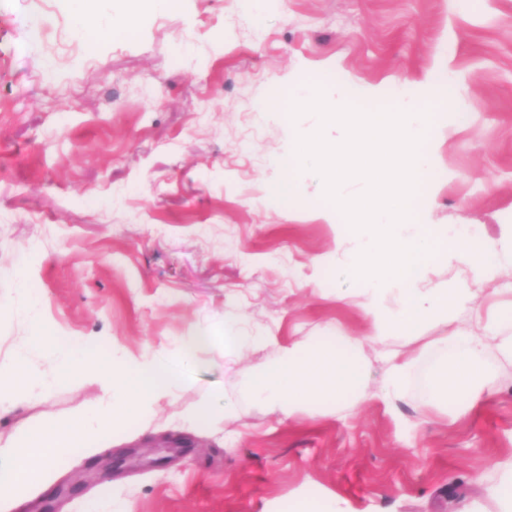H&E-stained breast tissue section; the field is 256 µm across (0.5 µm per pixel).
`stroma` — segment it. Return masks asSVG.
<instances>
[{"label": "stroma", "instance_id": "35a3bbf8", "mask_svg": "<svg viewBox=\"0 0 512 512\" xmlns=\"http://www.w3.org/2000/svg\"><path fill=\"white\" fill-rule=\"evenodd\" d=\"M32 25L45 37L23 40ZM442 63L463 88L436 129L432 221L496 238L512 225V0H276L257 19L240 0H178L143 11L135 38L94 50L59 0H0V357L36 333L85 341L103 363L116 345L174 350L193 326L277 344L366 335L358 303L336 299L335 271L314 267L334 248L317 181L288 205L268 199L289 130L251 111L275 107L291 73L329 69L384 86L353 102L384 112ZM21 271L36 311L15 299ZM276 355L212 344L188 386L127 419L105 450L59 464L15 512L50 501L96 512L108 499L130 512H300L338 499L346 512H495L487 491L512 466L511 360L483 352L487 401L468 417L431 407V349L392 406L290 420L246 403L237 374ZM100 396L96 382L70 381L19 403L0 435ZM203 397L243 410L185 421Z\"/></svg>", "mask_w": 512, "mask_h": 512}]
</instances>
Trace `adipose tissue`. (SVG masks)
I'll return each instance as SVG.
<instances>
[{
  "mask_svg": "<svg viewBox=\"0 0 512 512\" xmlns=\"http://www.w3.org/2000/svg\"><path fill=\"white\" fill-rule=\"evenodd\" d=\"M67 5L74 34L94 49L103 40L131 35L139 0H126L124 14L105 27L92 21L90 0H67ZM381 93V87L343 83L324 70L289 82L277 105L293 138L275 161L283 177L269 184L268 193L285 203L305 192L307 178L319 176V215L331 227L336 246L315 265L336 267L351 280V287L337 289L336 298L360 296L369 325L365 337L340 336L332 344L289 342L279 346L274 361L242 369L253 403L288 418L316 414L323 401H389L400 392L414 356L385 352L386 373L373 392L364 344L418 336L428 325L452 321L463 311L477 314L482 283L512 271V228L500 239L484 241L471 225L432 223L431 200L419 190L420 174L435 163V129L450 119L457 87L438 68L403 89L389 111L351 106L354 99ZM303 113L313 117L312 126L298 127ZM351 169L360 173L363 193L350 192L345 174ZM437 265L466 268L476 287L430 285L429 273ZM506 320L512 322V313L502 321L479 318L467 335L437 337V344L450 350L430 379L437 408L455 415L474 408L482 395L483 350L492 346L512 359V335L502 331Z\"/></svg>",
  "mask_w": 512,
  "mask_h": 512,
  "instance_id": "obj_1",
  "label": "adipose tissue"
}]
</instances>
